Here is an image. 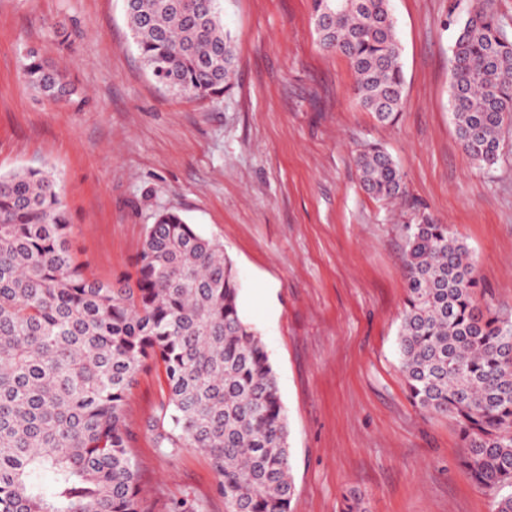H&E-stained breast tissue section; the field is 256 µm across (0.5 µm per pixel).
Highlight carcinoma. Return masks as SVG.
Wrapping results in <instances>:
<instances>
[{"instance_id": "1", "label": "carcinoma", "mask_w": 512, "mask_h": 512, "mask_svg": "<svg viewBox=\"0 0 512 512\" xmlns=\"http://www.w3.org/2000/svg\"><path fill=\"white\" fill-rule=\"evenodd\" d=\"M126 13L159 84L197 100L233 87L220 0H126ZM313 21L323 48L349 60L362 106L394 122L404 76L392 0H313ZM455 24L451 117L464 154L491 168L512 122V37L496 0H469ZM21 79L53 101L75 94L34 50ZM355 165L373 198L405 196L383 148ZM69 233L52 172L0 174V512H150L125 418L150 366L166 385L150 425L157 452L207 455L224 512H289L284 406L224 246L163 211L133 271L105 282L86 273ZM405 277L398 356L409 397L456 422L463 466L493 512H512V321L477 303L474 255L431 217L407 226Z\"/></svg>"}]
</instances>
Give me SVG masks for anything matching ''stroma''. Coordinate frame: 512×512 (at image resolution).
I'll return each instance as SVG.
<instances>
[{
	"label": "stroma",
	"mask_w": 512,
	"mask_h": 512,
	"mask_svg": "<svg viewBox=\"0 0 512 512\" xmlns=\"http://www.w3.org/2000/svg\"><path fill=\"white\" fill-rule=\"evenodd\" d=\"M404 106L378 123L348 60L323 49L311 0H221L237 79L214 100L156 82L124 0H0V174L51 170L92 276L132 268L156 212L223 243L244 319L261 334L289 425L290 512H493L461 465L453 421L410 401L396 338L406 297L404 227L428 215L477 260L478 303L512 319V126L498 164L461 150L448 98V0H393ZM35 48L84 97L75 108L19 81ZM383 146L404 198L361 189L354 164ZM166 387L143 370L126 423L151 512L189 500L224 512L209 458L160 455L147 430Z\"/></svg>",
	"instance_id": "1"
}]
</instances>
